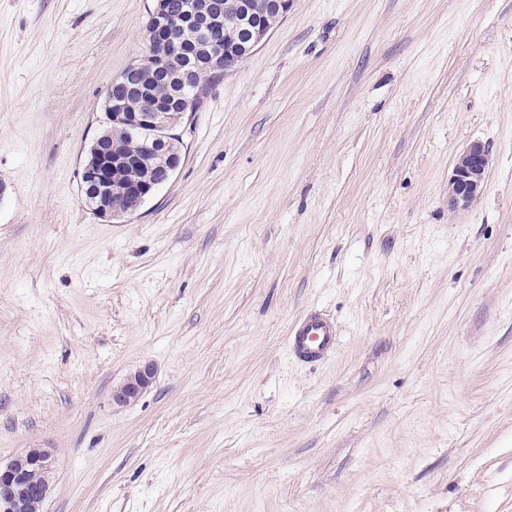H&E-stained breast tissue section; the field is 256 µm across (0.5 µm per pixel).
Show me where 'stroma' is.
Wrapping results in <instances>:
<instances>
[{
    "mask_svg": "<svg viewBox=\"0 0 512 512\" xmlns=\"http://www.w3.org/2000/svg\"><path fill=\"white\" fill-rule=\"evenodd\" d=\"M154 6L0 0V463L51 452L45 512H512V0H295L107 221L82 166ZM490 164L489 150L479 142L471 143L459 154L448 184L450 210L465 208L479 197ZM336 324L325 315L311 312L302 317L288 336V352L297 361L316 364L336 349ZM154 367L145 364L131 374L126 381L112 392V402L118 405H127L136 401L153 382Z\"/></svg>",
    "mask_w": 512,
    "mask_h": 512,
    "instance_id": "obj_1",
    "label": "stroma"
}]
</instances>
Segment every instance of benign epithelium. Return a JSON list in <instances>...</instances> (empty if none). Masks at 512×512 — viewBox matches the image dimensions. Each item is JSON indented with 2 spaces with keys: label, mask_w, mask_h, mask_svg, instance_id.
Wrapping results in <instances>:
<instances>
[{
  "label": "benign epithelium",
  "mask_w": 512,
  "mask_h": 512,
  "mask_svg": "<svg viewBox=\"0 0 512 512\" xmlns=\"http://www.w3.org/2000/svg\"><path fill=\"white\" fill-rule=\"evenodd\" d=\"M198 9L177 10L171 0H156L149 24L153 39L140 59L138 68L163 73L171 85L169 98L153 100L140 91L147 100L139 111L127 110L126 99L131 88L122 78H115L107 94L112 96V112L106 116L111 124L125 126L132 134H141L148 129L163 131V134L146 138L135 156V165L150 172L143 179L123 183L116 188L110 176L117 164L123 161L118 156V147L99 138L94 145V156L84 170V182L89 186V205L101 218L114 220L133 215L143 201L179 164V156L173 150L175 135L171 130L192 102L189 85H201L209 73L217 69H228L236 60L250 55L268 32L282 21L293 8L294 0H267L265 11L254 12L248 0H235L238 13L236 24L225 21L224 5L219 0H204ZM199 28L207 33V40L188 46L180 36L187 28ZM185 57L186 67L174 72L164 70L162 64ZM162 156L170 163L168 172L157 177L151 175L152 162ZM491 164L489 150L480 142L468 145L458 156L448 184V208H465L475 201L483 191L485 173ZM154 367L145 364L131 374L112 392V402L127 405L136 401L153 382ZM52 472L50 452L32 448L6 465L0 464V512H43L50 491L49 475Z\"/></svg>",
  "instance_id": "1"
}]
</instances>
